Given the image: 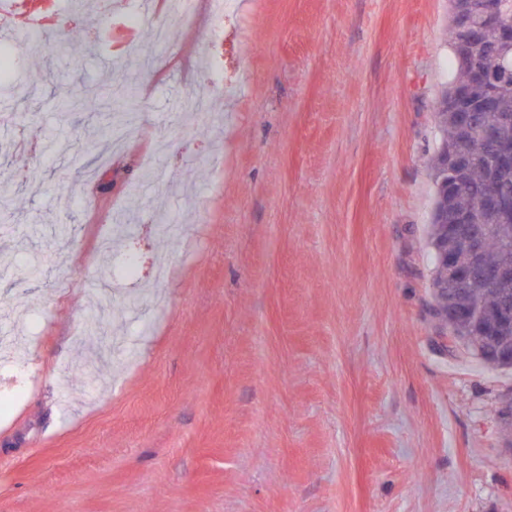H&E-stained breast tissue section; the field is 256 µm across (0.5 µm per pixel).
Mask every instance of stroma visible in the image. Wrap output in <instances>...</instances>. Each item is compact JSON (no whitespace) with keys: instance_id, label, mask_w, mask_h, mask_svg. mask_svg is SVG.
<instances>
[{"instance_id":"obj_1","label":"stroma","mask_w":512,"mask_h":512,"mask_svg":"<svg viewBox=\"0 0 512 512\" xmlns=\"http://www.w3.org/2000/svg\"><path fill=\"white\" fill-rule=\"evenodd\" d=\"M228 2L157 69L91 11L10 47L0 512H512V370L429 313L448 0Z\"/></svg>"}]
</instances>
